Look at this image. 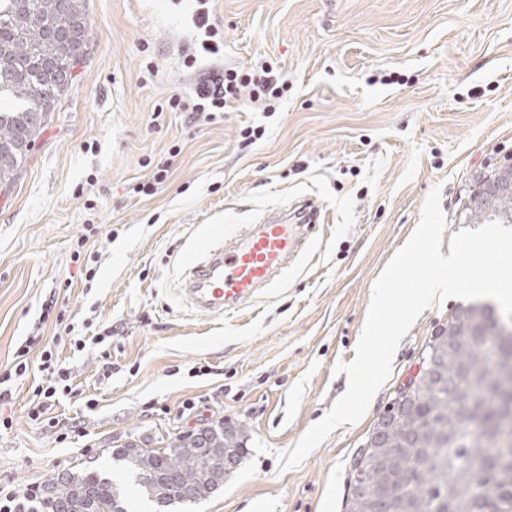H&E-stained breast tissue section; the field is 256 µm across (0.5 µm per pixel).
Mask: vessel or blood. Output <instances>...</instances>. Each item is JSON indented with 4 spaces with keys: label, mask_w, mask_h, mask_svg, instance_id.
Returning a JSON list of instances; mask_svg holds the SVG:
<instances>
[{
    "label": "vessel or blood",
    "mask_w": 512,
    "mask_h": 512,
    "mask_svg": "<svg viewBox=\"0 0 512 512\" xmlns=\"http://www.w3.org/2000/svg\"><path fill=\"white\" fill-rule=\"evenodd\" d=\"M322 209L304 199L289 212L275 211L246 234L201 241L186 270L185 302L221 314L251 303L304 249Z\"/></svg>",
    "instance_id": "1"
}]
</instances>
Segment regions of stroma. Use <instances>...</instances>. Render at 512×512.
<instances>
[{
  "label": "stroma",
  "mask_w": 512,
  "mask_h": 512,
  "mask_svg": "<svg viewBox=\"0 0 512 512\" xmlns=\"http://www.w3.org/2000/svg\"><path fill=\"white\" fill-rule=\"evenodd\" d=\"M211 5L224 53L189 68L194 0H85L89 53L0 195V363L29 336H57L39 320L49 302L75 327L112 335L82 352L58 337L73 392L54 426L28 417L33 377L13 383L0 483L108 469L120 443L162 449L228 421L246 430V451L189 512H345L353 456L460 299L416 319L358 422L297 467L277 455L346 391L334 367L354 359L373 285L430 190L441 189L447 243L469 225L476 177L512 164V0ZM263 64L288 85L275 111L244 99L210 123L165 109L212 71ZM248 127L264 131L250 145ZM164 165L156 193H139ZM305 197L327 221L266 293L222 318L187 307L186 264L202 239ZM84 234L91 250L80 254Z\"/></svg>",
  "instance_id": "35a3bbf8"
}]
</instances>
